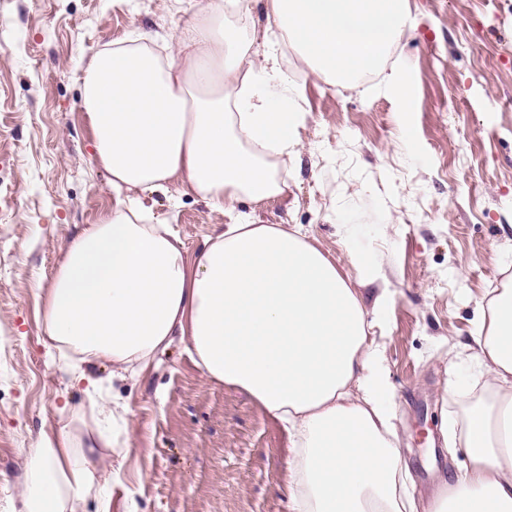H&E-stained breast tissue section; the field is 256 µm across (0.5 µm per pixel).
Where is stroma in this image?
<instances>
[{"mask_svg": "<svg viewBox=\"0 0 512 512\" xmlns=\"http://www.w3.org/2000/svg\"><path fill=\"white\" fill-rule=\"evenodd\" d=\"M409 28L388 65L406 66L407 95L366 74L344 87L280 46L304 112L297 153L264 158L285 194L235 210L184 194H143L152 223L171 225L188 261L247 215L297 224L372 306L392 301L384 356L396 393L401 454L416 499L466 463L440 441L457 420L445 387L466 356L477 301L506 278L512 249V0H409ZM211 0H0V512L19 496L43 431L76 426L88 408L42 333L45 295L68 245L111 210L79 108L95 51L140 34L185 31ZM352 225L377 283L348 259ZM129 421L122 453L93 460L109 512H289L281 424L243 390L208 379L182 340L143 372L116 378L85 365Z\"/></svg>", "mask_w": 512, "mask_h": 512, "instance_id": "stroma-1", "label": "stroma"}]
</instances>
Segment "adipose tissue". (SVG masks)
Instances as JSON below:
<instances>
[{"label":"adipose tissue","mask_w":512,"mask_h":512,"mask_svg":"<svg viewBox=\"0 0 512 512\" xmlns=\"http://www.w3.org/2000/svg\"><path fill=\"white\" fill-rule=\"evenodd\" d=\"M236 24L219 23L225 11ZM407 0H266L268 27L316 73L348 84L372 73L405 94L409 72L385 63ZM242 0H212L189 34L162 50L139 36L93 54L81 107L114 193L110 213L71 241L44 312L48 348L113 376L147 368L181 338L204 375L247 392L288 442L289 512H417L400 453L384 345L372 336L390 304L365 308L335 262L297 226L225 225L188 263L170 225L145 223L140 194L173 180L234 209L282 194L263 151L296 152L301 114L277 47L242 36ZM486 387L463 405L468 462L449 475L431 512H512V283L481 306L466 344ZM92 436L43 432L21 493L24 512H77L104 485L89 466L117 447L118 417L97 384L87 389Z\"/></svg>","instance_id":"adipose-tissue-1"}]
</instances>
